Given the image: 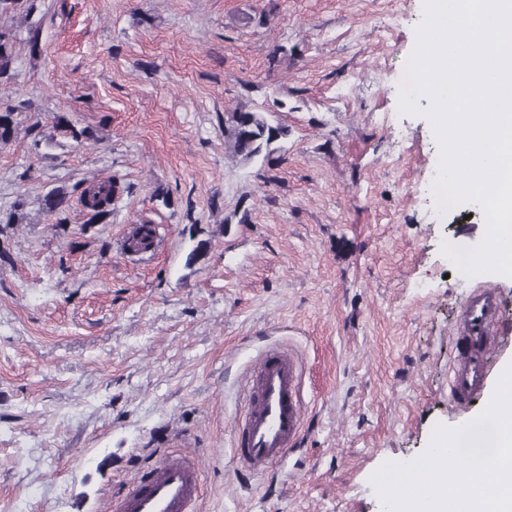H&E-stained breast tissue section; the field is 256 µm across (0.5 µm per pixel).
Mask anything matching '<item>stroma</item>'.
<instances>
[{
	"instance_id": "1",
	"label": "stroma",
	"mask_w": 512,
	"mask_h": 512,
	"mask_svg": "<svg viewBox=\"0 0 512 512\" xmlns=\"http://www.w3.org/2000/svg\"><path fill=\"white\" fill-rule=\"evenodd\" d=\"M424 5L38 0L0 18V102L18 108L0 145V512H109L170 455L200 469L198 512H384L371 475L487 408L448 400L455 326L494 291L491 360L511 362L512 282L442 250L485 220L438 212L432 122L399 105ZM244 105L287 127L279 166L229 150ZM107 181L91 218L80 196ZM140 224L154 245L127 252ZM270 349L301 363L303 432L253 474L234 422ZM15 35L0 28V83L14 78Z\"/></svg>"
}]
</instances>
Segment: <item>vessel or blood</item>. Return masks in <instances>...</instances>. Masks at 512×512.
<instances>
[{
    "instance_id": "vessel-or-blood-1",
    "label": "vessel or blood",
    "mask_w": 512,
    "mask_h": 512,
    "mask_svg": "<svg viewBox=\"0 0 512 512\" xmlns=\"http://www.w3.org/2000/svg\"><path fill=\"white\" fill-rule=\"evenodd\" d=\"M496 315V297L489 291L474 294L464 305L458 329L469 344V352L449 366L452 400L470 397L485 387ZM298 384L299 364L293 355L282 351L265 354L255 371L249 404L238 427L237 454L249 469H267L296 443L303 426ZM199 491L198 468L170 458L147 480L133 483L119 512H192Z\"/></svg>"
}]
</instances>
